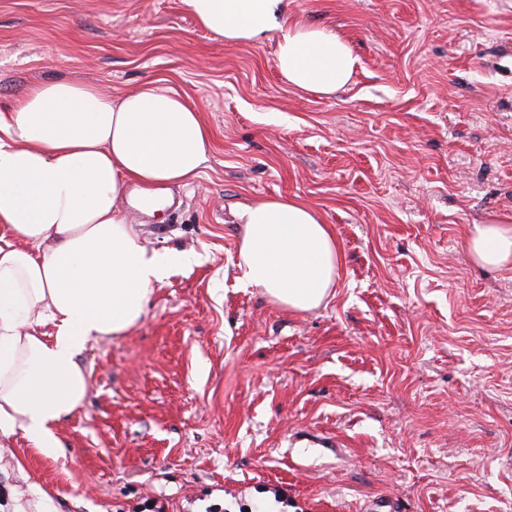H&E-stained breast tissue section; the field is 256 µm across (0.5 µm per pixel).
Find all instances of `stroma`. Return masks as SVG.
<instances>
[{
	"instance_id": "stroma-1",
	"label": "stroma",
	"mask_w": 512,
	"mask_h": 512,
	"mask_svg": "<svg viewBox=\"0 0 512 512\" xmlns=\"http://www.w3.org/2000/svg\"><path fill=\"white\" fill-rule=\"evenodd\" d=\"M288 18L348 42L345 88L292 87L278 31L228 45L182 0H0V111L58 78L152 82L210 132L173 206L135 216L194 261L81 353L57 457L0 436L1 504L36 487L57 512H512V268L465 248L512 221V0H288ZM278 196L341 246L335 296L305 314L237 266L236 211Z\"/></svg>"
}]
</instances>
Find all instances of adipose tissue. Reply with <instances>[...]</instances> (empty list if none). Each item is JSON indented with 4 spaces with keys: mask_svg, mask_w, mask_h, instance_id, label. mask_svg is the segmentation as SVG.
<instances>
[{
    "mask_svg": "<svg viewBox=\"0 0 512 512\" xmlns=\"http://www.w3.org/2000/svg\"><path fill=\"white\" fill-rule=\"evenodd\" d=\"M182 3L228 44L279 31L275 63L296 89L335 93L358 64L336 34L286 23L284 0ZM208 147L199 111L152 84L111 97L57 79L0 113V434L23 432L56 455L54 426L87 395L82 351L136 325L163 271L189 261L150 247L127 203L166 200L170 186L198 175ZM236 218L248 286L297 313L334 296L341 250L313 206L262 199ZM465 246L478 265L510 267L512 225H472ZM45 324L52 333H36Z\"/></svg>",
    "mask_w": 512,
    "mask_h": 512,
    "instance_id": "obj_1",
    "label": "adipose tissue"
}]
</instances>
